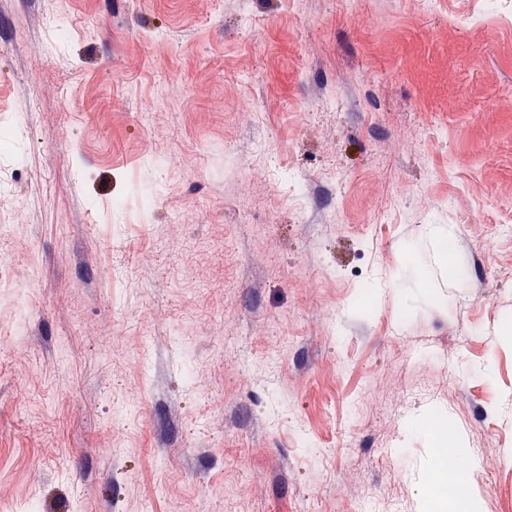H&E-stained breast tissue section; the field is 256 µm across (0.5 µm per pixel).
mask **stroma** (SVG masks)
I'll return each mask as SVG.
<instances>
[{
  "label": "stroma",
  "instance_id": "stroma-1",
  "mask_svg": "<svg viewBox=\"0 0 512 512\" xmlns=\"http://www.w3.org/2000/svg\"><path fill=\"white\" fill-rule=\"evenodd\" d=\"M511 220L512 0H0V512H512Z\"/></svg>",
  "mask_w": 512,
  "mask_h": 512
}]
</instances>
